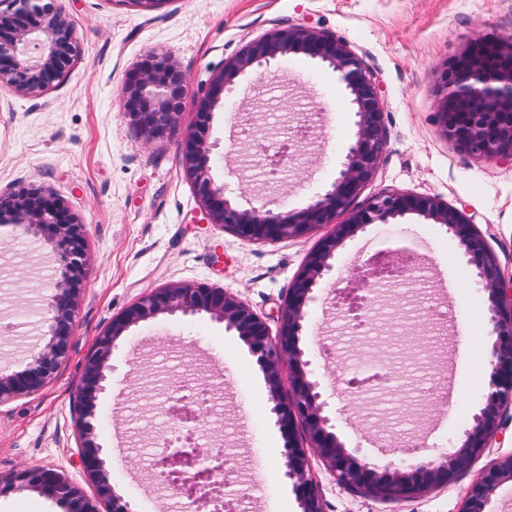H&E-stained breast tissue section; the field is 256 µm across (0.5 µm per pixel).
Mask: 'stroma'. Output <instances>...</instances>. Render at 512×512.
I'll use <instances>...</instances> for the list:
<instances>
[{"mask_svg": "<svg viewBox=\"0 0 512 512\" xmlns=\"http://www.w3.org/2000/svg\"><path fill=\"white\" fill-rule=\"evenodd\" d=\"M58 4L74 27L76 56L48 90L0 86V190L34 183L55 194L86 226L85 265L57 373L38 392L0 404V474L60 466L93 494L74 465V399L86 359L113 317L149 289L186 282L228 288L275 324L297 274L331 233L326 225L275 243L241 240L205 222L182 165L189 136L203 132L217 154L230 156L214 166V176L243 182L253 204L277 211L301 207L335 178L355 141L354 114L336 73L305 57L284 58L248 97L234 95L215 110L209 128L198 126L201 84L274 28L305 24L344 39L382 87L388 148L354 207L387 192L437 195L466 207L512 277V166L454 152L436 117L437 67L474 36H512V0H167L152 11L122 0ZM151 51L170 54L188 79L177 123L153 140L131 125L123 94L128 72ZM296 102L311 111L310 137L279 181L264 184L250 165L255 133L292 121ZM388 250L413 254L424 276L375 284L368 327L351 332L336 298L353 287L357 267ZM56 268L42 239L0 223V371L24 366ZM317 296L301 335L305 359L326 394L351 378L363 383L336 418L339 439L380 462L390 448L457 447L491 392L483 365L491 342L487 295L458 241L414 215L370 226L345 241ZM111 363V385L97 399L93 424L112 482L133 512H169L168 492L151 477L152 459L168 438L224 446V468L237 488H261L253 512H300L261 366L223 324L149 320L123 337ZM181 388L209 392L197 409L201 434L179 428L168 411ZM511 450L510 418L499 448L452 485L408 501L372 499L340 483L317 457L311 473L326 512H457L488 460Z\"/></svg>", "mask_w": 512, "mask_h": 512, "instance_id": "obj_1", "label": "stroma"}]
</instances>
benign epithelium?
Instances as JSON below:
<instances>
[{"mask_svg":"<svg viewBox=\"0 0 512 512\" xmlns=\"http://www.w3.org/2000/svg\"><path fill=\"white\" fill-rule=\"evenodd\" d=\"M6 8H1V5ZM486 44L496 55L512 60V38L477 36L445 62L439 71L440 97L437 122L453 151L471 158L512 163V66L493 68L477 53ZM302 55L338 75L354 112L355 141L336 178L307 202L287 211L264 206H244L245 190L217 181L212 174L214 145L201 136L188 139L182 163L202 199L205 219L231 229L238 237L259 243L302 237L331 224L332 234L310 255L288 289V298L277 316L278 330L271 334L266 320L229 289L205 283H184L154 288L112 318L111 327L99 338L88 357L76 389L80 448L76 466L109 505L107 512H131V506L112 484L111 470L94 441L95 407L106 390L112 372L110 359L116 342L141 323L159 316L203 315L224 324L258 356L269 387L271 414L286 440V476L300 512H325L317 483L310 477L309 453L325 461L345 485L364 490L380 500L417 499L453 483L457 474L503 436V414L512 408V279L501 267L477 232L465 210L435 196L389 192L372 197L364 207L349 211L364 184L372 177L387 150L384 112L379 84L362 66L347 43L306 25L274 28L224 61L199 101V125L204 128L219 107L220 95H232L244 77L262 80L273 73L280 59ZM76 56L74 31L57 0H0V85L18 91L42 92L62 81ZM188 89L186 75L168 55L151 53L129 73L124 92L127 116L149 138L164 136L176 122L181 100ZM302 125L290 129L283 140H263L259 155L263 166H278L288 144L301 139ZM349 218L338 221L343 213ZM416 215L428 224L446 228L459 242L487 293L488 326L493 337L487 363L492 391L485 405L473 415L453 452L426 455L415 464L392 460L374 461L359 447L348 448L333 424L336 409L324 398L321 382L306 370L300 336L317 300L314 287L333 272L337 250L344 241L372 224H388ZM15 225L20 235L41 237L58 256L62 272L52 281L41 322L40 343L25 366L0 373V402L33 394L43 388L66 355L71 338L75 283L83 268V225L51 193L35 185L0 195V223ZM392 260L368 272L378 277L387 272L402 277L411 270L410 253L391 250ZM288 358L292 366V394L281 393L279 364ZM303 424L308 446L297 436ZM154 469L170 476L169 492L184 499V512H211L215 497L212 476L224 475L221 448H167ZM20 491H34L55 501L63 512H99L69 476L55 466H33L11 477ZM512 483V452L491 459L469 486L457 512H493L498 489Z\"/></svg>","mask_w":512,"mask_h":512,"instance_id":"1","label":"benign epithelium"}]
</instances>
